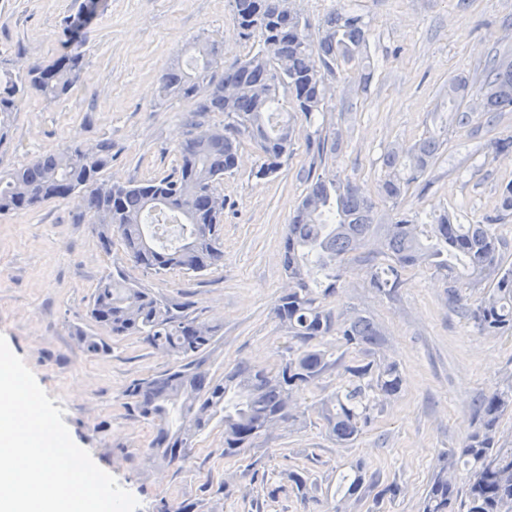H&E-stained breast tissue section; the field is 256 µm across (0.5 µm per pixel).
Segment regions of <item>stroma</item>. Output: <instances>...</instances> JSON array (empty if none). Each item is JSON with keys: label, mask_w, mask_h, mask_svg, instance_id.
Wrapping results in <instances>:
<instances>
[{"label": "stroma", "mask_w": 512, "mask_h": 512, "mask_svg": "<svg viewBox=\"0 0 512 512\" xmlns=\"http://www.w3.org/2000/svg\"><path fill=\"white\" fill-rule=\"evenodd\" d=\"M87 2L0 0L1 82L54 60L63 28L85 23L79 79L56 102L36 94L19 98L0 146V176L72 140L87 147L111 141L106 178L136 184L173 174L192 103L159 104L165 68L197 37L223 41L228 64L253 50L227 0H99L92 13ZM345 4L368 25L369 70H351L332 85L322 134L339 139V149L308 154L306 126L296 122L293 153L275 176L258 179L259 156L244 144L237 172L221 185L222 266L201 276L126 267L160 293L183 295L195 315L219 326L207 361L214 377L238 365L272 368L281 360L286 333L274 310L287 283L283 243L307 175L351 176L374 188L386 149L411 144L433 127L453 77L475 80L488 56L512 54V0H293L315 25ZM510 135L512 112L493 128L478 117L471 130L449 132L443 159L410 189L401 209H444L458 223H481L494 214L500 187L512 181V169L501 167L490 143ZM76 213L74 201L52 200L0 216V335L63 408L72 440L137 499L136 512H157L164 501L192 512H330L340 473L356 465L366 480L345 501L348 512H421L439 457L460 453L479 425L478 400L512 375V332L480 333L449 305L431 271L409 272L388 297L368 288L366 264L351 260L327 305L336 315L355 312L377 322L386 335L380 355L395 361L403 377L400 392L356 440L336 444L313 410L348 382L339 364L304 392L302 423L269 431L240 456L225 458L224 425L215 420L183 462L146 464L155 430L128 411L126 391L173 361L135 336L111 339L105 356L78 343L76 329L97 330L87 311L123 246L104 252ZM293 470L316 484L313 498L301 499L290 488Z\"/></svg>", "instance_id": "obj_1"}]
</instances>
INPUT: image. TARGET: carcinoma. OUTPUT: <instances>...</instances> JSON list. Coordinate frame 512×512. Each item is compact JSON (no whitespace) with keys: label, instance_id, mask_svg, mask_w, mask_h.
<instances>
[{"label":"carcinoma","instance_id":"obj_1","mask_svg":"<svg viewBox=\"0 0 512 512\" xmlns=\"http://www.w3.org/2000/svg\"><path fill=\"white\" fill-rule=\"evenodd\" d=\"M232 19L242 37L257 51L224 66V45L197 40L198 56L185 64L173 60L162 74L160 100L194 101L179 144L176 171L145 183L104 178L112 166V142L88 149L72 141L55 153L38 154L26 165L0 178V215L22 214L50 200H77L78 220H88L106 252L114 238L125 259L146 270L202 275L224 262V196L219 186L237 165L243 143H251L261 163L255 177L277 174L294 145V127L283 116L284 99L310 128L306 147L318 155L338 149L339 141L321 137L320 118L328 111L330 81L348 73L367 49V25L357 11L342 6L326 14L312 33L311 22L293 11L288 0H229ZM64 51L48 64H35L0 90V144L7 135L16 96L34 91L49 101L69 93L83 69L73 28L62 32ZM512 109V59L489 60L482 80L474 86L464 78L448 85L449 124L427 130L408 146H392L382 156L376 192L356 179L336 175L307 176L306 193L290 218L284 238L283 268L288 289L282 293L274 318L295 346L287 349L274 369L234 368L218 379L206 362L220 327L189 312L190 303L127 278L121 262L94 290L88 315L114 338L137 336L160 349L175 365L165 373L140 379L128 390L129 408L154 424L150 443L164 462L185 459L192 439L217 418L224 423V457L239 456L253 441L280 423L299 418L296 395L316 385L333 367V352L324 339L336 336L345 349L363 358L344 366L349 385L326 395L318 415L339 443L354 440L368 427L385 398L401 389L396 362L366 357L384 344V332L360 314L336 319L324 300L335 292L344 261L378 236L369 286L390 295L404 275L428 267L446 285L448 300L485 333L512 330V267L501 260L504 244L492 221L456 224L448 212L418 215L396 211L384 217L379 203L396 207L410 187L437 162L448 144V126L469 127L478 113L490 125L497 114ZM211 112L224 113V128L204 126ZM163 208L182 217V238L167 247L156 240L148 216ZM316 267L329 284L310 277ZM483 292L470 302L466 289ZM78 342L92 355L110 345L84 330ZM512 410V384L484 397L476 412L482 422L472 432L460 456L440 459L424 499L423 512H512V447L496 437V420ZM467 467V492L457 503L454 474ZM345 497L365 481L360 466L343 477ZM292 488L311 498L315 484L307 475L288 473Z\"/></svg>","mask_w":512,"mask_h":512}]
</instances>
